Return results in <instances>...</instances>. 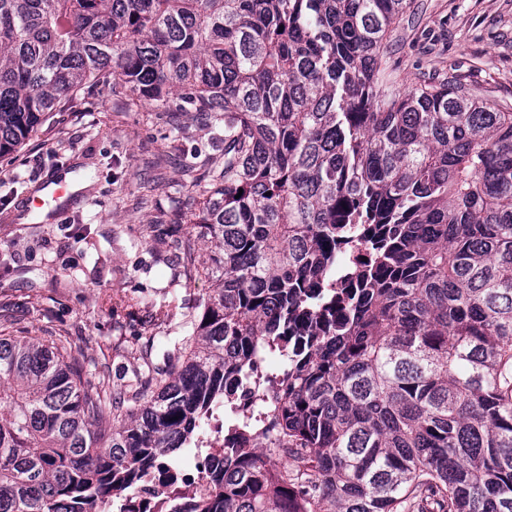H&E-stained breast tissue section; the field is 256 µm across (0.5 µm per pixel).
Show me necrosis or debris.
<instances>
[{"label":"necrosis or debris","instance_id":"obj_1","mask_svg":"<svg viewBox=\"0 0 512 512\" xmlns=\"http://www.w3.org/2000/svg\"><path fill=\"white\" fill-rule=\"evenodd\" d=\"M288 353L259 349L247 376L226 389L224 403L203 420L178 457L162 455L131 485L101 501L87 502L86 512H197L214 490L212 473L224 458L225 438L244 435L276 456L288 454V440L270 425L252 423L253 412L270 399L268 377L284 373Z\"/></svg>","mask_w":512,"mask_h":512}]
</instances>
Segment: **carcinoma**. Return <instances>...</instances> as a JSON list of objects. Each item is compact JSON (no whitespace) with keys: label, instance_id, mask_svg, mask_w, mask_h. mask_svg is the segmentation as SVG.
Here are the masks:
<instances>
[{"label":"carcinoma","instance_id":"cac0c4a2","mask_svg":"<svg viewBox=\"0 0 512 512\" xmlns=\"http://www.w3.org/2000/svg\"><path fill=\"white\" fill-rule=\"evenodd\" d=\"M409 0H0V157L88 83L224 121L203 312L120 417L75 358L0 336V512H83L179 448L265 341L311 335L200 512H512V111L397 94ZM368 260L310 305L343 242Z\"/></svg>","mask_w":512,"mask_h":512}]
</instances>
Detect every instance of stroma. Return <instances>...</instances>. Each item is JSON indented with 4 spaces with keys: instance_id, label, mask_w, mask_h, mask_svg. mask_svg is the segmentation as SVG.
Wrapping results in <instances>:
<instances>
[{
    "instance_id": "obj_1",
    "label": "stroma",
    "mask_w": 512,
    "mask_h": 512,
    "mask_svg": "<svg viewBox=\"0 0 512 512\" xmlns=\"http://www.w3.org/2000/svg\"><path fill=\"white\" fill-rule=\"evenodd\" d=\"M380 55L396 91L454 75L512 106V0H412ZM223 133L197 113L90 87L0 157V335L63 343L108 394L163 366L185 307L210 286L204 243L188 273L174 242ZM53 175L78 179L79 195L49 218L27 212L25 197Z\"/></svg>"
}]
</instances>
